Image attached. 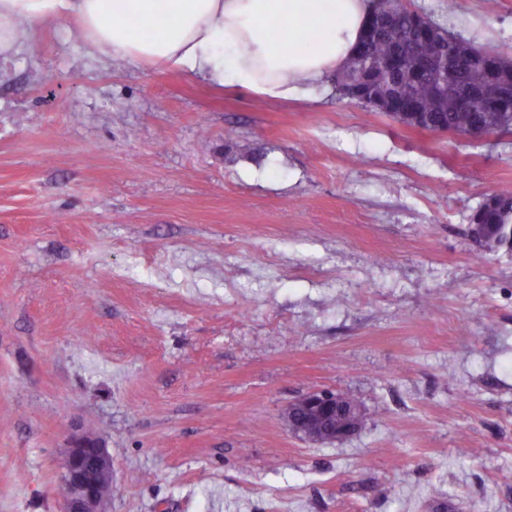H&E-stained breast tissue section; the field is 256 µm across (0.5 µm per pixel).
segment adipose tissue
I'll return each instance as SVG.
<instances>
[{
  "label": "adipose tissue",
  "mask_w": 512,
  "mask_h": 512,
  "mask_svg": "<svg viewBox=\"0 0 512 512\" xmlns=\"http://www.w3.org/2000/svg\"><path fill=\"white\" fill-rule=\"evenodd\" d=\"M374 0H0V56L30 22L76 19L100 54L268 100L311 98L354 55ZM278 37H270V25Z\"/></svg>",
  "instance_id": "1"
}]
</instances>
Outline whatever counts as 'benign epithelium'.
Masks as SVG:
<instances>
[{
	"mask_svg": "<svg viewBox=\"0 0 512 512\" xmlns=\"http://www.w3.org/2000/svg\"><path fill=\"white\" fill-rule=\"evenodd\" d=\"M361 413L359 408L344 406L336 394L320 391L291 401L284 416L293 434L327 443L352 435ZM91 468L112 478V456L97 438L75 433L62 461L61 477L68 486L65 512H108L111 496L99 493L88 482L87 471Z\"/></svg>",
	"mask_w": 512,
	"mask_h": 512,
	"instance_id": "7a95c632",
	"label": "benign epithelium"
}]
</instances>
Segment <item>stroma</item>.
<instances>
[{
    "label": "stroma",
    "mask_w": 512,
    "mask_h": 512,
    "mask_svg": "<svg viewBox=\"0 0 512 512\" xmlns=\"http://www.w3.org/2000/svg\"><path fill=\"white\" fill-rule=\"evenodd\" d=\"M401 2L512 61V0ZM77 28L0 64V512H62L76 428L110 512H512V252L469 231L512 194V134L329 81L268 101ZM317 390L362 428L292 434Z\"/></svg>",
    "instance_id": "obj_1"
}]
</instances>
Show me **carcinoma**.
Here are the masks:
<instances>
[{"label":"carcinoma","mask_w":512,"mask_h":512,"mask_svg":"<svg viewBox=\"0 0 512 512\" xmlns=\"http://www.w3.org/2000/svg\"><path fill=\"white\" fill-rule=\"evenodd\" d=\"M416 15L401 0H377L341 85L354 84L369 74L376 98L412 106L432 130H462L479 136L511 133L512 91L507 112L486 98L492 86L486 62L501 55L450 36L440 26L431 40L424 41L417 32ZM473 218L480 224L511 221L512 195L484 202Z\"/></svg>","instance_id":"1"}]
</instances>
